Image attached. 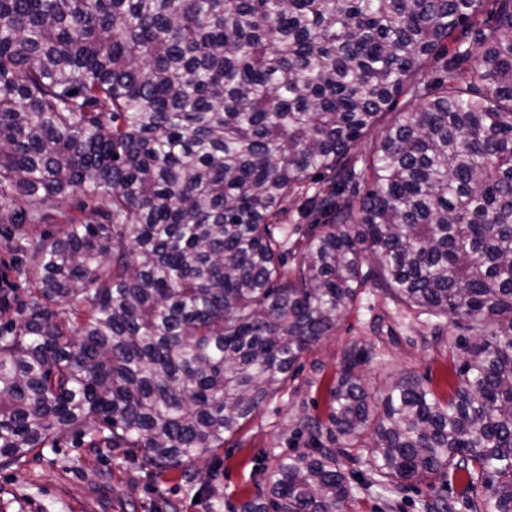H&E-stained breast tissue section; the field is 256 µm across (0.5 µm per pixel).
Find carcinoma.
<instances>
[{
	"label": "carcinoma",
	"mask_w": 512,
	"mask_h": 512,
	"mask_svg": "<svg viewBox=\"0 0 512 512\" xmlns=\"http://www.w3.org/2000/svg\"><path fill=\"white\" fill-rule=\"evenodd\" d=\"M483 2L0 0V467L216 453L372 283L465 316L455 390L374 405L349 349L337 447L240 512H346L344 459L512 512V0ZM292 199L316 220L290 268ZM10 256L3 251L0 250V324L2 325L5 321L11 317L15 316V311L17 308L18 301L13 298V296L22 295L21 291H15L14 293H10V280H13L12 273L10 271ZM6 264L8 269V281L7 279L3 281L2 278V265ZM6 297V299H5Z\"/></svg>",
	"instance_id": "1"
}]
</instances>
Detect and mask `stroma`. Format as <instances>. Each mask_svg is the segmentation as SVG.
Here are the masks:
<instances>
[{
	"label": "stroma",
	"mask_w": 512,
	"mask_h": 512,
	"mask_svg": "<svg viewBox=\"0 0 512 512\" xmlns=\"http://www.w3.org/2000/svg\"><path fill=\"white\" fill-rule=\"evenodd\" d=\"M469 340L464 321L417 315L366 288L336 329L302 357L294 377L218 453L201 454L182 472L148 475L123 453L66 441L0 469V512H81L89 489L98 494L92 512H237L266 487L278 458L307 450L315 440L329 445L328 431L314 440L304 423H327L329 388L346 350L373 347V357L359 366L372 401L404 373L419 376L444 398L455 387ZM350 484L357 498L350 512H425V501L438 497L454 501L455 512H471L459 483L449 490L420 485L392 493L358 465Z\"/></svg>",
	"instance_id": "obj_1"
}]
</instances>
